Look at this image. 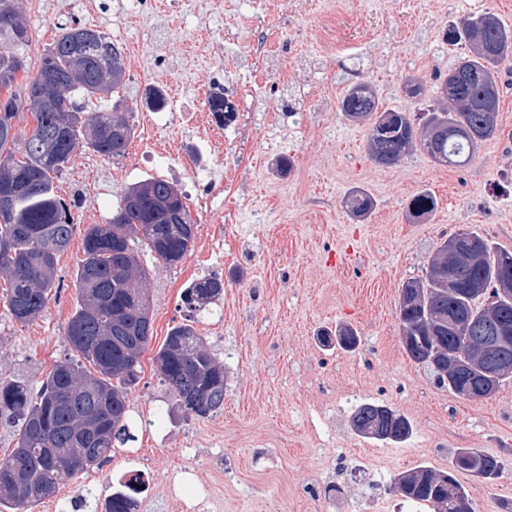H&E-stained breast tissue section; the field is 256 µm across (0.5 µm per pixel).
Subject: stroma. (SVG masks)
I'll return each mask as SVG.
<instances>
[{"label":"stroma","mask_w":512,"mask_h":512,"mask_svg":"<svg viewBox=\"0 0 512 512\" xmlns=\"http://www.w3.org/2000/svg\"><path fill=\"white\" fill-rule=\"evenodd\" d=\"M47 2L46 16L24 15L34 69L58 20L81 16L82 0ZM106 2L101 30L169 70L167 94L185 101L201 87H223L233 123L248 126L251 160L239 176L236 222L225 223L218 206L196 209L203 230L180 262L140 254L153 336L129 396L134 442L113 449L96 484L81 473L63 476L37 512H55L56 502L77 495L79 512H95L107 477L137 469L151 478L181 467L193 472L189 489L209 491L218 512H430L390 491V479L421 465L447 470L458 448L499 456L504 465L489 483L457 472L473 512H512V378L476 400L437 387L405 354L399 321L403 284L425 274L450 234L469 228L512 252V60L499 71V132L464 168L439 165L420 150L377 166L367 152L368 124L339 110L347 87L367 82L382 108L426 112L468 51L446 43L449 24L490 12L512 29V0H229L223 14L207 19L157 6L142 23L125 20L117 0ZM201 38L213 40L214 53L186 57ZM410 77L424 82L425 96L406 94ZM151 117L136 106L135 135L122 156L77 149L55 179L75 223L58 259L60 292L40 318L22 324L0 279V376L36 389L70 354L65 327L79 300L84 234L111 218L126 187L160 177L193 196L223 189L231 154L194 179L176 158L135 159ZM89 185L95 194L87 198ZM355 190L374 203L367 217H353L344 204ZM421 191L437 206L416 219L407 205ZM209 275L223 278L224 296L218 314L200 313L194 326L224 365L226 392L223 410L193 419L175 408L153 358L188 317L183 290ZM342 326L356 330V348L324 346L322 334ZM363 402L405 416L411 436L393 443L358 435L351 414Z\"/></svg>","instance_id":"stroma-1"}]
</instances>
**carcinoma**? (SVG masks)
<instances>
[{
  "mask_svg": "<svg viewBox=\"0 0 512 512\" xmlns=\"http://www.w3.org/2000/svg\"><path fill=\"white\" fill-rule=\"evenodd\" d=\"M486 19L482 44L472 42L471 20ZM446 41L468 46L437 87L436 105L412 119L407 112L382 110L375 87L351 85L340 110L353 121L369 122L368 152L374 164L390 167L420 147L436 163L463 167L483 142L498 131L497 112H487V90L499 91L498 66L512 58V31L491 14L465 16L448 28ZM32 42L23 18V0H0V274L9 282L7 302L22 324L39 318L56 284V262L71 240V205L54 189V179L71 155L86 148L102 156H121L134 134L131 113L113 98L126 86L124 55L98 29L75 20L44 50L38 70L29 74L26 50ZM25 74L22 85L17 75ZM30 112L34 126L18 130L15 120ZM351 213L363 218L373 207L362 191L348 197ZM436 208L428 192L414 195L409 212L425 218ZM197 224L186 196L174 184L148 178L131 184L106 224H95L84 237V258L76 272L80 296L68 319L65 338L73 355L59 361L34 392L23 380L0 376V421L17 424L11 455L0 461V507L31 512L53 497L64 474H78L109 460L112 448L135 440L128 425V396L139 384L141 354L152 335L150 298L143 283L148 272L139 250L149 249L167 264L183 259L194 244ZM478 278L479 292L466 287ZM417 288L422 301L400 308L402 327L415 340L404 352L432 375L436 385L465 399L487 398L505 377L492 379L468 371L449 380L426 360L432 347L425 335L439 323V345L458 362L469 360L478 336L506 333L501 353L512 358V253L473 230L461 229L438 249L424 278L404 283ZM224 296V280L206 276L182 294L192 314L209 309ZM161 381L176 406L198 419L224 408V364L204 346L191 324L172 327L154 356ZM487 389H482V386ZM354 430L380 441L402 442L411 433L406 418L374 403L352 413ZM501 462L475 448L456 450L443 480L419 466L408 475L422 478L405 500L444 512L469 502L455 472L492 481ZM144 485L136 474L112 492L111 512H132Z\"/></svg>",
  "mask_w": 512,
  "mask_h": 512,
  "instance_id": "obj_1",
  "label": "carcinoma"
}]
</instances>
